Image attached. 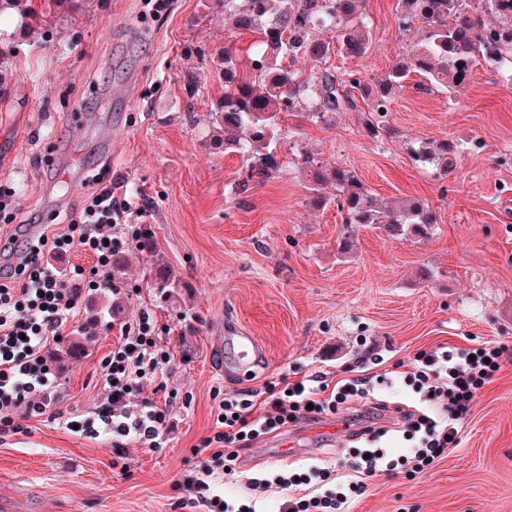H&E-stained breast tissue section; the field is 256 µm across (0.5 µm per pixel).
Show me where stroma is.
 <instances>
[{
    "instance_id": "stroma-1",
    "label": "stroma",
    "mask_w": 512,
    "mask_h": 512,
    "mask_svg": "<svg viewBox=\"0 0 512 512\" xmlns=\"http://www.w3.org/2000/svg\"><path fill=\"white\" fill-rule=\"evenodd\" d=\"M372 31L364 57L333 56L332 70L383 75L411 42L397 30V0H363ZM56 36L27 35L16 16L0 18V39L16 57L0 99V267L9 238L38 236L48 224L76 220L100 184H122L139 202L157 255L129 250L121 293L85 295L70 341L82 326L94 338L65 363L60 397L46 414L0 434V502L13 512H207L189 502L183 477L211 435L225 395L262 390L281 376L321 372L345 378L369 351L410 361L442 345L501 346L502 366L478 391L459 447L417 474L371 478L350 512H512V79L477 66L457 95L407 82L387 116L389 133L370 137L364 116L344 112L329 124L304 123L278 155L308 151L354 171L377 197H418L436 212L428 239H386L380 230L343 227L336 209L307 203L309 172L291 164L240 191L234 153L206 144L212 103L224 92L217 58L225 43L248 49L253 35L224 25L218 0H93ZM454 140L462 151L448 178L415 163L409 143ZM481 142L473 150L472 142ZM350 237L353 249L340 253ZM162 256L190 289L163 299L146 273ZM428 265L433 277L419 282ZM148 310L162 326L171 360L160 386L144 393L181 398L161 448H113L69 421L105 403L101 362L119 339L106 314ZM254 336L264 355L250 375L232 367L234 349L212 350L218 327ZM361 405L304 421L262 440L270 455L245 456L215 494L252 499L276 512L284 491L252 490L250 478L333 467L349 460L348 442L331 432L358 428Z\"/></svg>"
}]
</instances>
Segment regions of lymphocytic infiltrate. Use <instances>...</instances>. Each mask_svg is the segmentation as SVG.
<instances>
[{"instance_id":"lymphocytic-infiltrate-1","label":"lymphocytic infiltrate","mask_w":512,"mask_h":512,"mask_svg":"<svg viewBox=\"0 0 512 512\" xmlns=\"http://www.w3.org/2000/svg\"><path fill=\"white\" fill-rule=\"evenodd\" d=\"M135 211L133 202L117 198L111 187L100 188L92 193L78 222L46 228L36 242L26 243L13 270L0 268L1 432L19 430L18 412L38 417L54 405L59 376L46 350L75 319L83 296L103 287L100 275L110 268L113 254L137 242V228L123 221ZM76 247L93 257L94 266L60 270L56 258ZM503 355L497 346H442L417 353L401 374L403 384L417 397L402 412L401 436L408 443L403 454L392 456L379 448L388 430L371 423L358 433L361 444L350 450L353 463L347 473L314 466L301 473L255 477L252 485L287 490L314 484L312 493L289 497L280 512H348L377 473L423 472L459 445L460 422L471 411L477 391L500 369ZM169 361L149 312L123 324L118 342L102 362L110 398L96 420L79 423V431L110 434L116 448L132 443L161 447L169 407L149 397L134 404L129 398L162 374ZM392 383L387 373L352 377L333 386L319 374L298 381L284 376L265 384L263 392L225 396L214 412V432L203 442L209 457L184 482L208 512H255L251 501H228L210 492L218 478L236 474L242 451L299 421L338 414L354 401L369 402L378 387Z\"/></svg>"}]
</instances>
